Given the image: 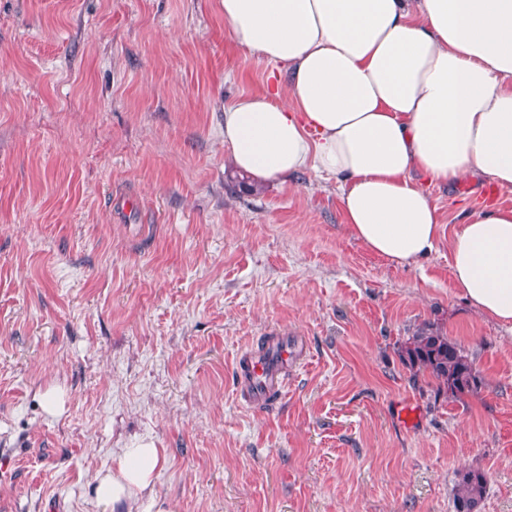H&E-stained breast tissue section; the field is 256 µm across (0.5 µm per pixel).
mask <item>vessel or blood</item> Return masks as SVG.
Here are the masks:
<instances>
[{"instance_id":"vessel-or-blood-1","label":"vessel or blood","mask_w":512,"mask_h":512,"mask_svg":"<svg viewBox=\"0 0 512 512\" xmlns=\"http://www.w3.org/2000/svg\"><path fill=\"white\" fill-rule=\"evenodd\" d=\"M303 355L299 343L281 336L267 337L263 347L242 352L237 360L242 395L251 404L264 406L281 395L285 376Z\"/></svg>"}]
</instances>
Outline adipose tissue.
<instances>
[{"instance_id":"obj_1","label":"adipose tissue","mask_w":512,"mask_h":512,"mask_svg":"<svg viewBox=\"0 0 512 512\" xmlns=\"http://www.w3.org/2000/svg\"><path fill=\"white\" fill-rule=\"evenodd\" d=\"M236 45L285 84L224 110V148L253 185L335 178L344 222L401 266L448 243L478 312L512 324V209L468 214L443 238L425 184L487 177L512 192V0H221ZM162 449L125 448L99 475L110 512H152Z\"/></svg>"}]
</instances>
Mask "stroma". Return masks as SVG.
Returning a JSON list of instances; mask_svg holds the SVG:
<instances>
[{
    "instance_id": "stroma-1",
    "label": "stroma",
    "mask_w": 512,
    "mask_h": 512,
    "mask_svg": "<svg viewBox=\"0 0 512 512\" xmlns=\"http://www.w3.org/2000/svg\"><path fill=\"white\" fill-rule=\"evenodd\" d=\"M220 0H0V512H105L96 477L148 443L164 512H512V329L448 275L364 247L336 182L242 192L224 108L285 81ZM445 233L512 192L428 190ZM434 325L482 383L451 400L398 354ZM306 353L276 402L235 364ZM63 395L59 414L44 410ZM262 348L248 349L237 360L238 380L242 395L253 405H269L282 394L285 376L303 356L298 342H287L283 336H267ZM487 478L479 469H469L458 475L454 506L456 512H474L486 493Z\"/></svg>"
}]
</instances>
